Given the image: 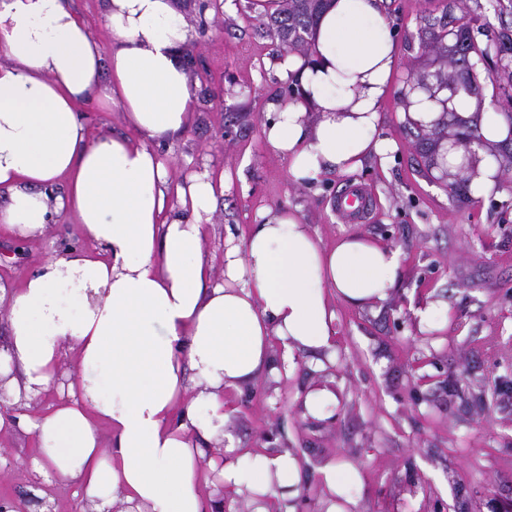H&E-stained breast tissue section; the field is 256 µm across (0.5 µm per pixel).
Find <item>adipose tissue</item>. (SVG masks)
<instances>
[{"label":"adipose tissue","mask_w":512,"mask_h":512,"mask_svg":"<svg viewBox=\"0 0 512 512\" xmlns=\"http://www.w3.org/2000/svg\"><path fill=\"white\" fill-rule=\"evenodd\" d=\"M104 18L108 48L65 0H0V226L29 239L71 214L83 240L50 252L21 287L0 285L10 324L0 374L15 407L0 429L34 435L36 471L74 486L97 512L114 501L126 512H224L202 493L211 474L247 490L254 512H271L298 498L299 459L210 455L224 441L225 391L292 368L296 352L333 355L331 299L388 301L402 253L359 233L325 248L297 213L278 210L226 247L216 281L202 217L224 183L201 174L171 186L155 149L192 110L179 60L189 31L173 0H107ZM397 66L384 0H329L310 56L281 58L294 93L269 102L263 124L292 181L386 158L393 143L381 135L380 106ZM90 103L119 107L144 142L92 131L79 110ZM466 106L481 142L456 147L447 167L463 169L478 201L497 191L512 123L476 100ZM66 344L81 366L67 396L24 412L25 397L52 390ZM319 473L336 498L326 512H355L358 469L332 461Z\"/></svg>","instance_id":"1"}]
</instances>
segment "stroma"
I'll list each match as a JSON object with an SVG mask.
<instances>
[{
  "label": "stroma",
  "mask_w": 512,
  "mask_h": 512,
  "mask_svg": "<svg viewBox=\"0 0 512 512\" xmlns=\"http://www.w3.org/2000/svg\"><path fill=\"white\" fill-rule=\"evenodd\" d=\"M445 0H385L399 64L381 105L382 134L395 142L386 164L328 172L299 184L267 145L268 102L286 96L279 40L260 28L253 0H219L199 34L187 24L196 58L187 74L194 90L188 124L158 146L172 182L196 170L230 173L210 214L203 251L214 277L224 274V247L242 241L270 210L296 211L324 246L362 233L403 254L401 286L384 304L353 308L335 302L338 339L324 370L297 352L292 375L265 376L227 394L224 430L241 449L290 450L302 463L306 498L296 512H325L319 468L346 461L359 468L356 512H512V167L501 169L498 194L473 201L434 179L423 147L403 128L406 78L426 67L431 51L418 36L422 16ZM360 184L374 197L369 221H341L336 191ZM77 234L74 216L23 242L18 258L0 261V280L21 286L57 246ZM447 302L444 330L424 332L415 306ZM320 382L335 387L332 417L304 416L298 394ZM30 435L0 431V493L32 490Z\"/></svg>",
  "instance_id": "obj_1"
}]
</instances>
